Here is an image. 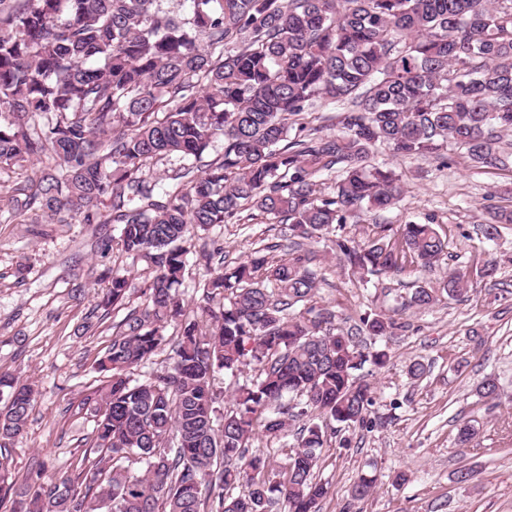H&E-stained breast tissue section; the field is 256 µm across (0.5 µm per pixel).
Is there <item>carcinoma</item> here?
Masks as SVG:
<instances>
[{
  "label": "carcinoma",
  "instance_id": "carcinoma-1",
  "mask_svg": "<svg viewBox=\"0 0 512 512\" xmlns=\"http://www.w3.org/2000/svg\"><path fill=\"white\" fill-rule=\"evenodd\" d=\"M159 2L0 0V170L59 161L28 187L0 184V202L17 216L37 205L55 224H119L126 256L151 262L144 306L112 325L97 363L91 450L62 480L38 465L10 512H271L281 501L317 512L327 436L315 420L368 422L374 392L354 372L384 367L388 353H365L353 337L399 325L374 310L334 326L316 306L305 242L325 239L364 281L408 263L441 273L401 298L403 309L467 293L465 273L443 270L448 237L433 219L384 225L363 242L347 224L402 196L395 170L372 162L381 151L443 165L457 151L512 171L502 147L512 133V0H184L180 19ZM317 99L339 106L336 133L303 122ZM30 115L46 122L31 127ZM221 138L223 153L205 160ZM163 159L172 172L149 177ZM250 209L288 225V257L257 250L226 265L223 247L202 245L209 305L205 321L189 318L185 243ZM508 224L512 208L492 209L484 238ZM131 290L113 272L102 306L129 304ZM169 325L168 369L133 378L168 344ZM245 367L252 378L225 400L216 373ZM5 388L0 506L14 490L7 442L35 400L32 386L0 374ZM296 421L284 472L248 455L256 435L279 440ZM375 485L362 474L352 496Z\"/></svg>",
  "mask_w": 512,
  "mask_h": 512
}]
</instances>
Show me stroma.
<instances>
[{
    "label": "stroma",
    "instance_id": "stroma-1",
    "mask_svg": "<svg viewBox=\"0 0 512 512\" xmlns=\"http://www.w3.org/2000/svg\"><path fill=\"white\" fill-rule=\"evenodd\" d=\"M388 162L402 177V198L393 209L362 215L351 236L362 240L377 225L431 216L450 236L449 266L468 271L493 258L497 281L475 279L464 298L398 311L376 299L377 288L418 284L420 271L363 283L340 268L325 242L312 243L317 301L335 311L337 325L372 307L404 324L394 336L356 339L361 350L383 349L390 359L358 372L376 396L372 423L340 429L323 449L317 475L328 494L320 512H512V226L493 242L480 231L489 208L512 206V173L476 169L462 157L449 167L431 157ZM119 236L116 224H30L0 210V373L36 391L26 429L10 444L17 486L38 462L54 477L70 475L86 448L95 417L82 401L99 386L95 362L124 317L99 306L111 271L133 278L131 305L144 301L148 263L127 258ZM201 238L221 245L231 264L253 248L287 244L288 227L246 210ZM88 321L95 330L83 331ZM415 359L428 369L418 380L408 373ZM490 376L499 384L495 400L476 391ZM465 422L475 427L476 444L462 448L456 437ZM464 469L471 474L465 482ZM364 472L377 477L374 493L353 499ZM400 473L405 481H397Z\"/></svg>",
    "mask_w": 512,
    "mask_h": 512
}]
</instances>
